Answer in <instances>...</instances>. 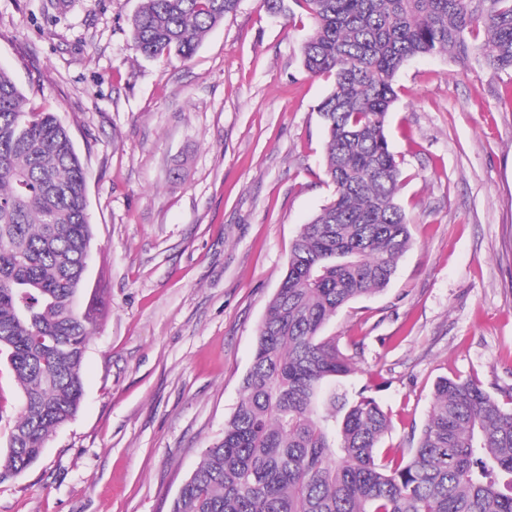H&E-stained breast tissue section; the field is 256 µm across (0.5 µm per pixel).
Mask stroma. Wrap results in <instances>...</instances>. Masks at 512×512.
Returning <instances> with one entry per match:
<instances>
[{
	"label": "stroma",
	"instance_id": "1",
	"mask_svg": "<svg viewBox=\"0 0 512 512\" xmlns=\"http://www.w3.org/2000/svg\"><path fill=\"white\" fill-rule=\"evenodd\" d=\"M140 3L0 0V68L85 167L102 312L77 416L0 482V512H170L224 435L300 226L334 194L317 112L332 83L302 65L303 10L290 26L240 0L190 60H152L130 37ZM396 84L412 246L324 333L356 338L345 383H376L385 442L405 448L437 379L512 391V75L421 56Z\"/></svg>",
	"mask_w": 512,
	"mask_h": 512
}]
</instances>
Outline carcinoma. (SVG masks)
I'll return each mask as SVG.
<instances>
[{"label":"carcinoma","mask_w":512,"mask_h":512,"mask_svg":"<svg viewBox=\"0 0 512 512\" xmlns=\"http://www.w3.org/2000/svg\"><path fill=\"white\" fill-rule=\"evenodd\" d=\"M313 20L302 62L332 82L318 106L334 197L300 227L257 329L224 436L205 450L171 512H512V407L443 377L416 446H383L392 420L342 379L352 357L326 324L384 290L412 244L386 135L395 77L422 55L512 73V0H294ZM239 0H141L139 52L188 60ZM93 227L69 131L0 68V358L23 398L0 450L19 476L79 412L97 322L85 291Z\"/></svg>","instance_id":"cac0c4a2"}]
</instances>
